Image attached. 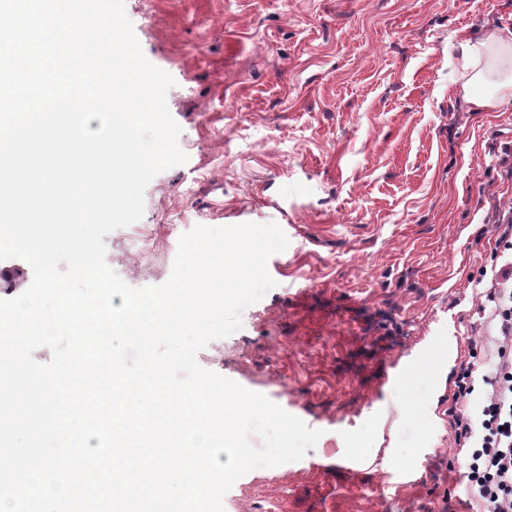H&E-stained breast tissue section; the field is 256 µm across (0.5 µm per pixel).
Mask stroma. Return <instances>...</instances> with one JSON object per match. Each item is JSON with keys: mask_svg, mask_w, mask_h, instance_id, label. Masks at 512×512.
Here are the masks:
<instances>
[{"mask_svg": "<svg viewBox=\"0 0 512 512\" xmlns=\"http://www.w3.org/2000/svg\"><path fill=\"white\" fill-rule=\"evenodd\" d=\"M188 160L104 238L132 287L165 283L182 234L276 223L275 282L198 364L322 435L236 481L224 512H472L448 408L482 342L492 370L496 225L512 217V104L472 111L461 39L512 0H125ZM162 250L142 255L138 229ZM454 336V353L437 341ZM358 460L357 471L343 459Z\"/></svg>", "mask_w": 512, "mask_h": 512, "instance_id": "stroma-1", "label": "stroma"}]
</instances>
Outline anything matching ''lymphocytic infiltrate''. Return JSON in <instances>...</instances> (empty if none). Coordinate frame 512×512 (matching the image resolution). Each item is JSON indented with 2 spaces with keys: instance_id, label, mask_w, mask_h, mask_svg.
Listing matches in <instances>:
<instances>
[{
  "instance_id": "f902f5d3",
  "label": "lymphocytic infiltrate",
  "mask_w": 512,
  "mask_h": 512,
  "mask_svg": "<svg viewBox=\"0 0 512 512\" xmlns=\"http://www.w3.org/2000/svg\"><path fill=\"white\" fill-rule=\"evenodd\" d=\"M495 317L499 348L494 375H482L481 362H468L460 370L448 408L478 512H512L511 290L499 293Z\"/></svg>"
}]
</instances>
